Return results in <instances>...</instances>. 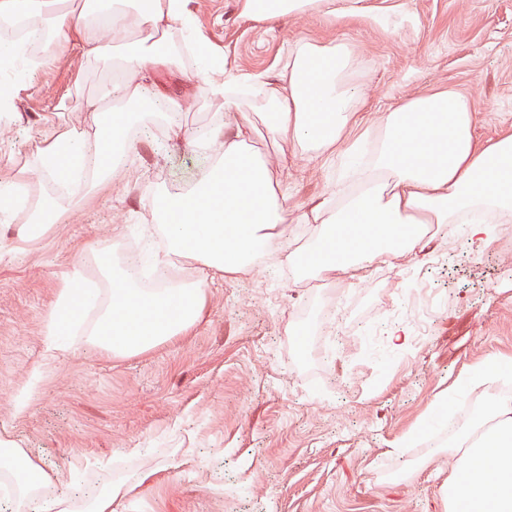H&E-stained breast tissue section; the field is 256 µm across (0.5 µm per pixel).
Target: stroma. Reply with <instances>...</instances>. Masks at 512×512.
I'll return each mask as SVG.
<instances>
[{
    "instance_id": "obj_1",
    "label": "stroma",
    "mask_w": 512,
    "mask_h": 512,
    "mask_svg": "<svg viewBox=\"0 0 512 512\" xmlns=\"http://www.w3.org/2000/svg\"><path fill=\"white\" fill-rule=\"evenodd\" d=\"M187 15L210 56L242 80H274L297 40L348 42L365 72L350 139L402 101L449 87L473 100L479 142L512 133V0H362L333 22L260 21L240 0H189ZM195 69L186 53L178 71L156 77L182 102L178 128L139 130L129 167L61 196L79 203L78 223L58 221L0 259V436L63 481H130L117 512H445V476L424 459L448 438L431 422L447 397L468 403L459 385L477 368L512 362V223L473 246L443 224L423 250L353 275L298 279L270 262L205 280L185 259L183 280L205 289L185 334L124 357L84 336L49 347L44 317L74 267L134 240L151 265L159 187L182 188L206 170L185 134L223 126L226 107ZM110 76L73 44L11 72L0 182L22 177L30 199L48 194L37 172L44 132L93 137L87 102ZM234 112L253 157L289 191L283 229L305 238L298 217L336 173L269 138L260 101ZM415 290L433 298L422 324L404 309ZM398 327L409 337L402 347L389 340Z\"/></svg>"
}]
</instances>
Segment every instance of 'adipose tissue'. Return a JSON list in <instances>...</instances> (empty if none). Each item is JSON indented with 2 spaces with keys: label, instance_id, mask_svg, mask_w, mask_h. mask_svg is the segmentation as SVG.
I'll return each instance as SVG.
<instances>
[{
  "label": "adipose tissue",
  "instance_id": "1",
  "mask_svg": "<svg viewBox=\"0 0 512 512\" xmlns=\"http://www.w3.org/2000/svg\"><path fill=\"white\" fill-rule=\"evenodd\" d=\"M357 0H241L244 14L264 21L289 15L336 18L354 10ZM186 0H0V22L48 28L40 47L50 57L80 43L87 58H106V32L119 34L122 52L109 59L119 74L105 82L90 101L102 108L115 93L141 96L140 76L161 68L174 70L179 56L167 39L181 25ZM362 73L353 48L341 41L299 40L288 49L276 81L255 79L271 136L287 135L307 156L336 167L355 154L350 130L358 124ZM132 113L105 112L94 140L68 130L54 136L39 154L42 179L57 181L65 163L59 146H68L94 179L111 177L119 162L132 157ZM479 121L470 97L448 89L414 96L383 113L363 135L366 164L348 169L321 203L299 216L308 239L296 244L277 232V217L288 190L274 186L265 162L251 159L248 132L237 121L193 134L194 146L217 154L202 180L157 200L166 246L154 255L159 288L140 283L134 254L120 258L100 252L89 257L100 287L86 295V272L76 268L60 296L66 306L93 309L90 340L116 356L141 353L190 330L199 320L201 282L170 281L173 257H188L224 275L253 267L262 247L281 242V261L294 273L350 272L384 264L414 252L432 225H467L470 236L489 233L491 225L512 223V134L479 144ZM31 218L16 230L18 241L40 237L59 218L78 222L80 214L43 197L30 207ZM21 451L0 439V495L11 512H113L127 494V482L79 495L53 474L39 471L36 481L22 478L9 459ZM428 462L447 461L443 495L447 512H512V395H490L474 419L457 430L456 443L428 452ZM491 472H484L486 461Z\"/></svg>",
  "mask_w": 512,
  "mask_h": 512
}]
</instances>
